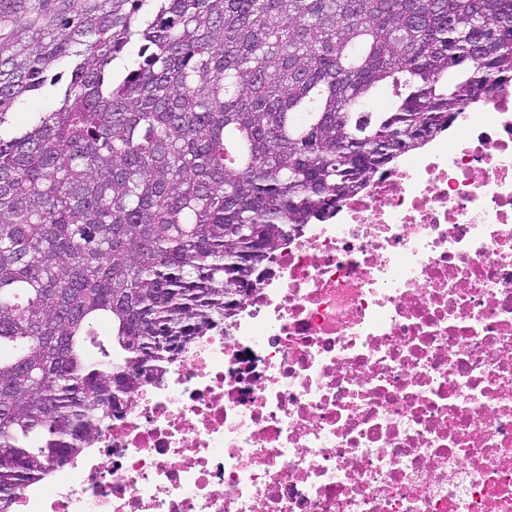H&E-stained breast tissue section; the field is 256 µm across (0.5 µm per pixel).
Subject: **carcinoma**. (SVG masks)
I'll use <instances>...</instances> for the list:
<instances>
[{
    "label": "carcinoma",
    "instance_id": "obj_1",
    "mask_svg": "<svg viewBox=\"0 0 512 512\" xmlns=\"http://www.w3.org/2000/svg\"><path fill=\"white\" fill-rule=\"evenodd\" d=\"M0 20L20 24L0 38V512L174 360L164 337L224 328L283 225L328 221L512 81V0H0ZM48 84L56 109L1 132Z\"/></svg>",
    "mask_w": 512,
    "mask_h": 512
}]
</instances>
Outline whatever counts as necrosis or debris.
<instances>
[{
	"label": "necrosis or debris",
	"instance_id": "obj_1",
	"mask_svg": "<svg viewBox=\"0 0 512 512\" xmlns=\"http://www.w3.org/2000/svg\"><path fill=\"white\" fill-rule=\"evenodd\" d=\"M339 212L13 512H512V84Z\"/></svg>",
	"mask_w": 512,
	"mask_h": 512
}]
</instances>
